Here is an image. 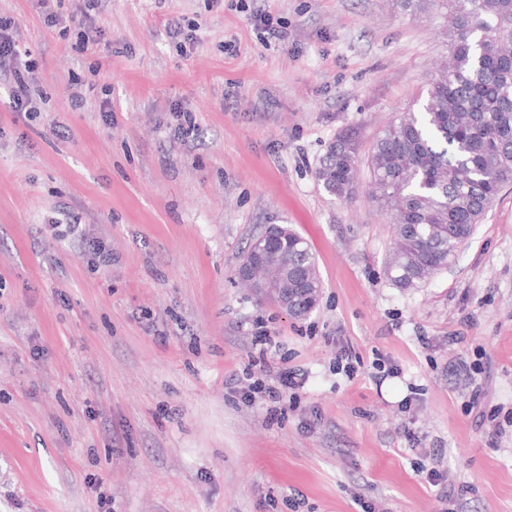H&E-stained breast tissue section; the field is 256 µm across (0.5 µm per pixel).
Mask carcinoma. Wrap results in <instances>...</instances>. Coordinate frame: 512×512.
Returning a JSON list of instances; mask_svg holds the SVG:
<instances>
[{
	"mask_svg": "<svg viewBox=\"0 0 512 512\" xmlns=\"http://www.w3.org/2000/svg\"><path fill=\"white\" fill-rule=\"evenodd\" d=\"M404 12L436 9L446 18L448 56L433 76L422 111L380 130L367 153L355 129L339 132L315 177L332 197L352 201L357 163L368 169V196L390 211L387 280L420 288L448 268L502 190L512 185V0H390ZM280 248L257 258L253 236L244 283L301 318L317 305L321 278L306 239L283 225L265 230Z\"/></svg>",
	"mask_w": 512,
	"mask_h": 512,
	"instance_id": "carcinoma-1",
	"label": "carcinoma"
}]
</instances>
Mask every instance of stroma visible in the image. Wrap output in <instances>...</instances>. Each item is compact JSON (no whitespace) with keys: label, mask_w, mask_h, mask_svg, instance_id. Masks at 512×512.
I'll list each match as a JSON object with an SVG mask.
<instances>
[{"label":"stroma","mask_w":512,"mask_h":512,"mask_svg":"<svg viewBox=\"0 0 512 512\" xmlns=\"http://www.w3.org/2000/svg\"><path fill=\"white\" fill-rule=\"evenodd\" d=\"M57 12L0 0L40 92L21 114L0 81V512H356L357 495L383 512H512V427L468 410L477 392L512 413V186L451 268L402 290L382 271L389 216L315 178L341 130L368 143L419 109L447 53L437 20L389 0ZM267 15L287 41L261 39ZM174 19L191 40L169 39ZM176 108L197 139L175 137ZM73 222L111 264L70 245ZM272 224L316 254L306 318L237 282ZM260 329L268 362L305 373L294 410L238 392ZM379 358L396 373L378 386Z\"/></svg>","instance_id":"1"}]
</instances>
